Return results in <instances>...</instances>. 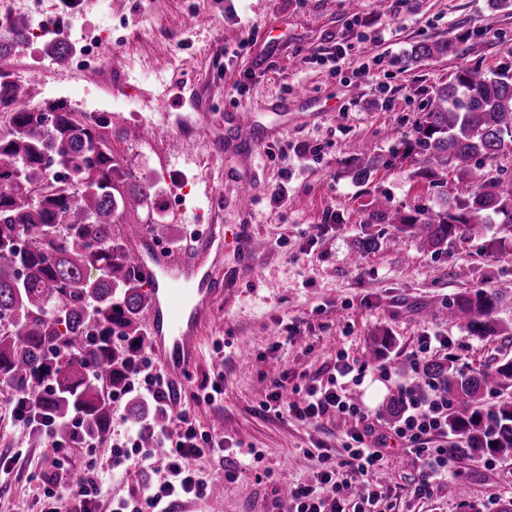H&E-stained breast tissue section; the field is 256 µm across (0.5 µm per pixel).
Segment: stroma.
<instances>
[{"mask_svg": "<svg viewBox=\"0 0 512 512\" xmlns=\"http://www.w3.org/2000/svg\"><path fill=\"white\" fill-rule=\"evenodd\" d=\"M63 0H14V13L39 32L0 59L28 85L38 107L65 102L79 112L112 117L104 135L124 170L153 181L164 209L127 218L163 252L192 247L193 211L224 227L223 293L200 336V359L179 389L176 405L190 409L204 426L222 420L223 453H207L197 468L220 479L223 496L186 499L170 512H293L285 489L315 483L332 467L346 474L344 445L352 421L327 416L311 423L278 416L262 404L275 385L286 390L326 382L337 352L366 362L374 337L392 347L384 358L390 379L367 371L362 384L348 385L352 401L374 414L377 432L393 420L387 413L400 389L427 393L413 356L420 336L439 332L447 347L425 362L453 359L457 368L482 370L512 358V248L492 249L491 238L512 240V226L490 225L483 239L459 238L441 249L400 231L397 224L370 220L377 194H387L393 213L442 209L457 194L456 171L418 177L417 156L398 149L422 116L428 98L461 67L497 70L512 60V12L490 0H83V11L66 20ZM199 17L191 32L179 19ZM382 18L381 41L364 38L354 17ZM162 20L146 32L148 19ZM73 51L93 50L97 64L72 66L58 75L47 56L57 39ZM455 40L453 53L407 59L411 44ZM347 54L337 59V46ZM370 67L368 83L352 72ZM180 71L210 103L204 112L188 101H165L169 125L139 127L161 81ZM137 86V108L114 113L116 89ZM250 110L254 132L235 125L237 109ZM199 131L182 154L172 142L180 122ZM228 141V155L216 156L213 137ZM380 162L368 183L353 171L361 148ZM252 184L250 208H240L238 190ZM282 192L284 201L274 199ZM371 234L377 250L354 257L357 239ZM498 293L496 313L508 333L479 339L436 316L439 306L475 290ZM223 391L205 394L214 381ZM9 388L0 389V454L15 456L10 476L0 481V512H37L31 478L47 467L48 449L22 441L12 416ZM260 459L247 468L249 452ZM234 477H227L229 467ZM457 476L431 496L413 495V471L401 448L384 455L370 482L387 493L389 512H481L496 501L497 512H512V457L477 466L465 456ZM158 472L129 464L121 479L105 484L101 512L113 501L142 493Z\"/></svg>", "mask_w": 512, "mask_h": 512, "instance_id": "35a3bbf8", "label": "stroma"}]
</instances>
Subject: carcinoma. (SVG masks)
<instances>
[{
  "label": "carcinoma",
  "mask_w": 512,
  "mask_h": 512,
  "mask_svg": "<svg viewBox=\"0 0 512 512\" xmlns=\"http://www.w3.org/2000/svg\"><path fill=\"white\" fill-rule=\"evenodd\" d=\"M27 20L0 23V58L27 39ZM454 48L417 44L432 57ZM20 86L0 69V383L62 422L82 420L86 434L103 439L112 408L106 383L125 390L144 342L149 305L145 280L125 244L127 214L156 200L155 184L122 173L99 129L83 113L55 103L15 105ZM512 152V66L489 73L460 69L430 98L427 112L402 153L420 156L418 175L451 167L463 191L455 205L398 217L409 231L439 249L460 237L483 236L490 224H512V181L491 167ZM501 298L465 292L441 314L470 336L501 332L494 318ZM428 385L448 400V430L464 435L478 456L512 457V402L483 409L489 389L512 381V361L467 373L452 362H432Z\"/></svg>",
  "instance_id": "carcinoma-1"
}]
</instances>
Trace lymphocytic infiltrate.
Wrapping results in <instances>:
<instances>
[{"label": "lymphocytic infiltrate", "instance_id": "lymphocytic-infiltrate-1", "mask_svg": "<svg viewBox=\"0 0 512 512\" xmlns=\"http://www.w3.org/2000/svg\"><path fill=\"white\" fill-rule=\"evenodd\" d=\"M131 375L127 392L151 400L163 422L139 425L126 443H113L112 467L108 470L92 461L81 473H74L71 460L63 450L65 443L77 442L90 450L97 446L96 441L82 437L80 419L60 426L52 416L36 413L22 395H14L18 421L23 427L41 431L55 450L53 472L34 477L36 496L42 505L40 512H99V490L111 479L113 470L134 454L142 461H149L158 448L164 451V480L151 485L142 497L118 501L112 512H169L182 499L209 495L213 481L193 461L205 453L223 450V435L206 429L189 411L173 410L172 387L150 356H140ZM363 377V369L340 354L326 384L305 387L291 400L276 390L265 401V409L300 422L332 414L345 415L353 421L344 460L349 477L340 478L335 471L327 470L316 484L295 487L292 492L295 512H375L384 492L366 482L365 477L383 460L384 451L393 440L420 463L412 481L413 492L418 496L429 495L447 483L454 474L455 460L468 455L464 445L453 448L432 445L434 436L448 434V403L434 395L419 396L411 390H402L404 410L397 425L389 433H376L367 408L350 403L344 395L345 382L358 383Z\"/></svg>", "mask_w": 512, "mask_h": 512}]
</instances>
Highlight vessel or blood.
I'll use <instances>...</instances> for the list:
<instances>
[{"instance_id": "1", "label": "vessel or blood", "mask_w": 512, "mask_h": 512, "mask_svg": "<svg viewBox=\"0 0 512 512\" xmlns=\"http://www.w3.org/2000/svg\"><path fill=\"white\" fill-rule=\"evenodd\" d=\"M223 227L206 225L192 256L160 255L151 241H137L132 255L151 284L146 322L149 349L168 379L181 383L200 356L201 327L210 306L221 294L214 269L203 268L201 257L222 252Z\"/></svg>"}]
</instances>
